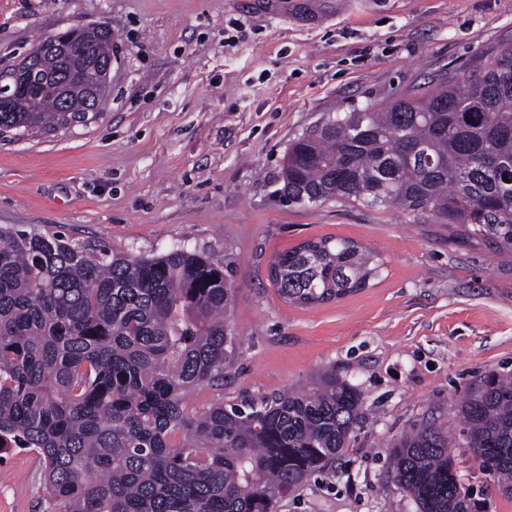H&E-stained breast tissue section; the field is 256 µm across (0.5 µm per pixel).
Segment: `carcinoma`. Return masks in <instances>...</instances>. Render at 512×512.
Instances as JSON below:
<instances>
[{"label":"carcinoma","instance_id":"obj_1","mask_svg":"<svg viewBox=\"0 0 512 512\" xmlns=\"http://www.w3.org/2000/svg\"><path fill=\"white\" fill-rule=\"evenodd\" d=\"M56 42L9 69L22 100L0 112L1 135L66 128L105 89L109 24ZM491 56L475 78L432 80L296 138L288 202L428 212L512 255V42ZM28 59L47 80L79 74L70 111L28 81ZM379 267L359 242L327 236L276 253L268 278L309 308L368 287ZM231 295L224 267L196 251L133 256L0 227V452L37 453L52 512H275L347 446L363 397L334 369L304 391L189 411L197 388L224 383ZM459 409L475 464L512 495V373L484 375ZM451 448L434 424L392 446L389 477L418 512H480Z\"/></svg>","mask_w":512,"mask_h":512}]
</instances>
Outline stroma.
<instances>
[{"label":"stroma","mask_w":512,"mask_h":512,"mask_svg":"<svg viewBox=\"0 0 512 512\" xmlns=\"http://www.w3.org/2000/svg\"><path fill=\"white\" fill-rule=\"evenodd\" d=\"M111 21L110 83L67 129L0 137V226L152 256L184 248L224 267L238 349L194 406L309 388L325 369L363 395V423L277 512H417L387 474L390 447L448 428L486 512L512 496L474 463L463 390L512 372V256L430 217L288 202L291 142L336 114L460 75L512 41V0H0V69L40 38ZM322 236L384 262L370 288L313 308L267 278L277 252ZM39 457L0 461V512H47Z\"/></svg>","instance_id":"35a3bbf8"}]
</instances>
